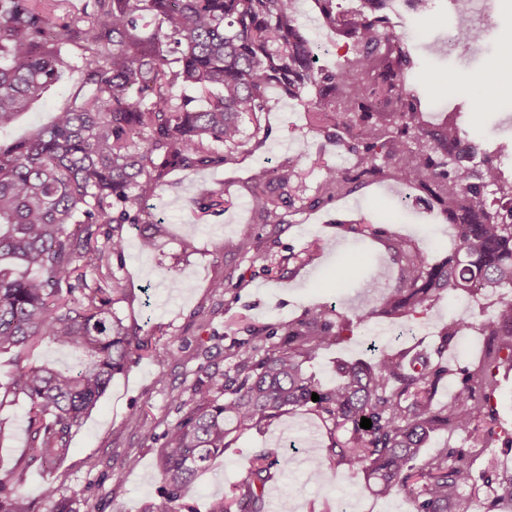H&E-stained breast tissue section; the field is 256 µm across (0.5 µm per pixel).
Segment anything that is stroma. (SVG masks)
I'll use <instances>...</instances> for the list:
<instances>
[{"mask_svg":"<svg viewBox=\"0 0 512 512\" xmlns=\"http://www.w3.org/2000/svg\"><path fill=\"white\" fill-rule=\"evenodd\" d=\"M296 11L305 35L327 45L323 63L335 65L346 50L345 38L323 27L314 0H296ZM465 20L464 13L448 0H432L423 18L409 21L406 37L427 79L423 86L426 110L435 120L451 111L457 113L463 129L490 144L510 142L512 97L504 99L491 115L470 111L468 104L480 96L482 79L498 57L499 44L512 35V0H494L489 16L475 18V25L486 30L479 46L449 42V29ZM92 91L78 51L64 53L56 82L10 127L0 130V140L29 137L48 125L54 113L70 108L75 98ZM267 96L263 131L250 140L246 152L219 168L172 173L146 200L148 212L162 227L155 251L141 253L138 228H126L128 249L122 274L135 300L124 313L140 326L149 349L164 352L167 358L160 363L146 357L132 360L75 430L68 456L54 465L28 467L19 490L36 502L39 512L52 508L43 496L50 483L73 498L79 512H141L145 502H161L158 453L167 430L186 412L175 397L187 394L200 378H223L230 366L225 351L230 344L246 340V326L292 322L318 304L346 315L378 306L382 291L372 287L371 281L381 271L396 279L398 266L383 242L355 240L344 232V225H388L432 261L453 249L457 230L440 206L425 194L407 191L387 179L363 184L314 208L298 203L288 208L287 224L278 237L279 255L303 251L315 239L320 242L319 250L296 272L282 265L269 273L266 259L225 251V241L254 222L250 176L255 167L297 164L312 190L321 165L351 168L356 163L353 155L337 154L334 144L310 129L303 104L282 96L274 87ZM218 188L230 201L224 213L199 212L195 200ZM162 266L170 270V279L158 278ZM230 271L245 273L242 287L230 294L212 293L210 282ZM479 316L477 304L468 296L443 293L413 321L411 330L385 318L354 324L351 334L320 351L305 368L330 386L336 381L337 360L368 359L373 346H426L449 320ZM134 408L142 411L140 420H130ZM0 425L6 429L0 438V479L8 480L28 446L24 405L1 409ZM330 442L328 428L313 414L292 411L235 439L201 473L184 501L197 512H207L212 496L232 493L245 477L252 455L268 450L278 456L280 466L266 490L267 512H280L286 496L291 499L289 512H338L342 505L348 512H412L405 498L376 496L364 478L351 480L336 469L329 459Z\"/></svg>","mask_w":512,"mask_h":512,"instance_id":"35a3bbf8","label":"stroma"}]
</instances>
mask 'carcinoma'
<instances>
[{
  "instance_id": "carcinoma-1",
  "label": "carcinoma",
  "mask_w": 512,
  "mask_h": 512,
  "mask_svg": "<svg viewBox=\"0 0 512 512\" xmlns=\"http://www.w3.org/2000/svg\"><path fill=\"white\" fill-rule=\"evenodd\" d=\"M324 24L353 40L333 68L319 64L303 35L295 0H0V129L56 79L62 51L80 50L93 92L31 138L0 142V351L14 355L0 382V409L27 405V463L55 464L115 375L147 350L122 304L134 299L119 277L125 225L140 226L139 249L157 247V225L143 202L177 170L220 167L257 137L269 87L307 108L312 129L358 158L354 169L323 167L316 206L356 184L385 176L425 193L459 234L457 248L434 263L393 237L385 224H345V232L384 241L402 277L378 307L355 315L417 317L443 291H462L483 319L453 320L423 350L402 347L373 361H340L323 385L303 364L338 341L352 319L326 306L286 325L249 326V340L227 348L224 380L200 381L170 427L161 452L166 502L142 512H181L179 500L209 459L241 433L304 408L329 426V452L348 477L365 473L383 498L405 497L413 512H459L463 490L483 493V512L512 502L491 448L512 450L496 430L498 375L512 370V177L503 149L480 150L452 119L430 125L413 85L418 64L407 40L388 26L386 0H358L347 14L315 0ZM157 26L145 31L144 19ZM254 124L246 135L243 120ZM253 201L265 238L245 229L226 246L243 256L278 243L283 207L303 199L294 167L259 166ZM224 211V192L196 201ZM246 273L210 283L239 287ZM483 338L477 364L460 369L448 348L463 333ZM45 341L77 354L62 369L29 362ZM459 389L435 401L449 378ZM318 394L314 402L312 394ZM371 419L369 429L361 418ZM461 431L468 447L422 456L430 435ZM484 457L474 477L473 460ZM277 457L254 455L232 496L208 512H266ZM52 512H76L53 485ZM0 512H38L0 481Z\"/></svg>"
}]
</instances>
